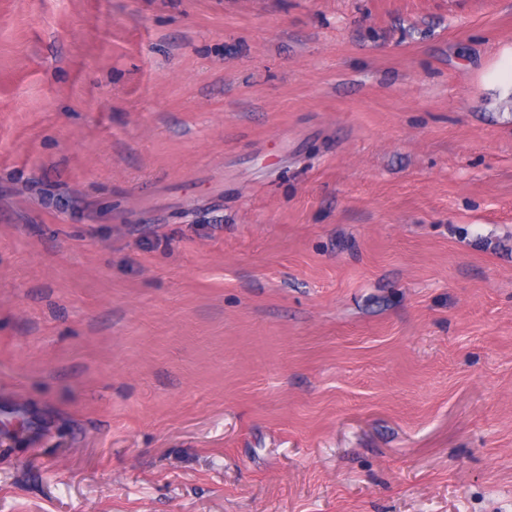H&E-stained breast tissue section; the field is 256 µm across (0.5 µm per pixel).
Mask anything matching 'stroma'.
Instances as JSON below:
<instances>
[{"instance_id":"1","label":"stroma","mask_w":512,"mask_h":512,"mask_svg":"<svg viewBox=\"0 0 512 512\" xmlns=\"http://www.w3.org/2000/svg\"><path fill=\"white\" fill-rule=\"evenodd\" d=\"M512 0H0V512H512Z\"/></svg>"}]
</instances>
